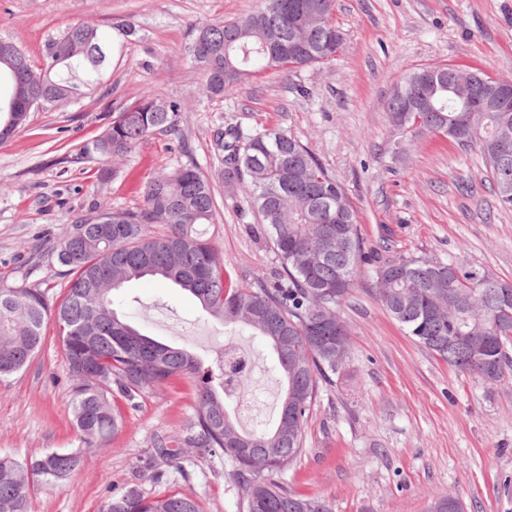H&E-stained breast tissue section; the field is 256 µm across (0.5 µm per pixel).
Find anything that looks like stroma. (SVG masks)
<instances>
[{"label":"stroma","mask_w":512,"mask_h":512,"mask_svg":"<svg viewBox=\"0 0 512 512\" xmlns=\"http://www.w3.org/2000/svg\"><path fill=\"white\" fill-rule=\"evenodd\" d=\"M256 0H0V39L42 61L52 40L90 25L110 40L107 66L86 97L47 106L0 142V279L59 295L64 278L46 259L76 220L98 205L131 208L152 177L193 163L217 186L216 223L203 225L232 280L265 276L278 260L254 232L247 194L222 187L216 128L280 129L305 144L343 185L365 251L462 259L512 282V209L500 205L477 148L438 135L400 137L388 103L402 74L438 63L512 77V0H336L345 36L333 65L264 73L212 99L190 58L196 26L232 19ZM178 103L171 131L128 155L83 154L112 115L143 92ZM365 267L337 312L350 332L346 366L321 384L303 453L284 472L293 492L331 512H427L452 494L466 512H512V381L484 385L407 336L378 301ZM114 306L142 333L186 347L203 366L229 346L255 366L249 394L273 426L282 385L274 356L253 331L202 316L181 289L133 283ZM72 384L55 336L31 364L0 380V454L22 461L78 447ZM123 428L92 449L84 468L45 488L31 512H100L133 487L148 497L181 492L204 512H244L223 455L147 463L158 438L181 434L195 415L187 380L122 405Z\"/></svg>","instance_id":"1"}]
</instances>
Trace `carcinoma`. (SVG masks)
I'll return each instance as SVG.
<instances>
[{
  "label": "carcinoma",
  "instance_id": "carcinoma-1",
  "mask_svg": "<svg viewBox=\"0 0 512 512\" xmlns=\"http://www.w3.org/2000/svg\"><path fill=\"white\" fill-rule=\"evenodd\" d=\"M336 0H259L252 12L197 27L192 61L211 98L241 87L262 71H294L329 64L336 44ZM107 59L98 28L76 25L52 43L37 64L22 48L0 40V141L25 125L29 113L69 102L99 80ZM442 81L458 95L482 104L476 69L444 64ZM416 72L399 88L414 92L426 111L401 113L407 101L393 93L391 122L412 137L439 134L475 146L491 176L498 201L512 207V111L476 112L459 128L448 90L412 88ZM177 105L150 92L112 119L87 152L120 158L173 124ZM214 150L222 180L249 194L260 231L280 261L270 278L230 288L224 258L200 226L216 220L214 187L194 164L149 179L142 203L114 210L99 205L73 225L51 256L68 277L53 303L36 287L0 286V379L25 369L46 341L53 321L72 380V411L80 446L20 462L0 457V512H29L32 492L64 483L122 425L117 399L133 401L177 377L197 382V409L185 433L157 441L154 457L170 462L184 448L222 453L245 490L246 512H331L320 498L293 493L277 479L303 452V430L320 382H331L346 364L349 331L336 319L362 273L365 255L356 214L343 185L294 136L277 129L245 133L219 128ZM341 244H336V236ZM158 276L187 291L203 314L225 325L254 330L270 346L285 383L273 428L241 430L228 410L247 388V355L233 361L216 353L204 370L185 348L142 334L113 308V293L145 276ZM377 297L405 333L459 373L486 384L512 378V285L460 261L399 256L375 268ZM103 512H202L182 493L147 498L130 488L114 495Z\"/></svg>",
  "mask_w": 512,
  "mask_h": 512
}]
</instances>
